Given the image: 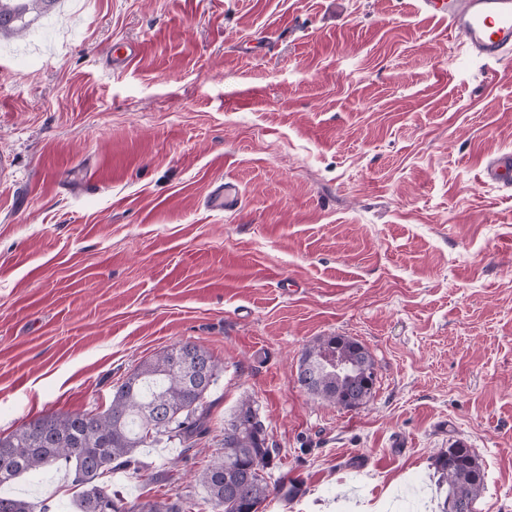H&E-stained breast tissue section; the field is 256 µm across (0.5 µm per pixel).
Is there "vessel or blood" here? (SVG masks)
I'll use <instances>...</instances> for the list:
<instances>
[{"label": "vessel or blood", "instance_id": "b4317fda", "mask_svg": "<svg viewBox=\"0 0 512 512\" xmlns=\"http://www.w3.org/2000/svg\"><path fill=\"white\" fill-rule=\"evenodd\" d=\"M419 8L446 22L449 33L472 55L487 62L512 57V0H419ZM481 180L512 187V153L489 158ZM206 203L215 211L235 212L242 207L243 196L236 184L225 181L212 186Z\"/></svg>", "mask_w": 512, "mask_h": 512}]
</instances>
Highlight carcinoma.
I'll use <instances>...</instances> for the list:
<instances>
[{"mask_svg":"<svg viewBox=\"0 0 512 512\" xmlns=\"http://www.w3.org/2000/svg\"><path fill=\"white\" fill-rule=\"evenodd\" d=\"M58 0H0V36L26 31L32 13L47 14ZM339 355L341 371L325 357ZM375 360L359 342L344 336H322L304 350L299 385L321 400L345 410L372 396ZM220 367L212 355L192 342L166 349L139 365L112 390V401L97 414H47L7 436H0V486L16 477L62 463L74 470L81 488L77 512H260L272 493L296 495L270 485L266 471L274 456L252 403L244 400L227 428L224 447L198 475L205 496L155 497L126 506L104 481L117 466L133 467L147 485L163 474L137 458L142 448L176 445L187 449L210 431L207 396ZM438 488L444 493L441 512H473L484 486L478 455L459 442L435 458ZM22 497L0 495V512H35Z\"/></svg>","mask_w":512,"mask_h":512,"instance_id":"cac0c4a2","label":"carcinoma"}]
</instances>
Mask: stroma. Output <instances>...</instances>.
Instances as JSON below:
<instances>
[{"label":"stroma","mask_w":512,"mask_h":512,"mask_svg":"<svg viewBox=\"0 0 512 512\" xmlns=\"http://www.w3.org/2000/svg\"><path fill=\"white\" fill-rule=\"evenodd\" d=\"M504 151L512 61L414 0H58L0 39V435L103 411L191 341L221 369L211 431L139 454L169 497L248 399L295 491L264 512H439L460 437L475 512H512V192L480 180ZM227 178L243 208H207ZM334 335L376 362L355 410L297 382ZM78 492L62 465L0 488ZM438 488L444 493L440 512H473V504L484 486V470L472 448L451 444L435 458Z\"/></svg>","instance_id":"obj_1"}]
</instances>
